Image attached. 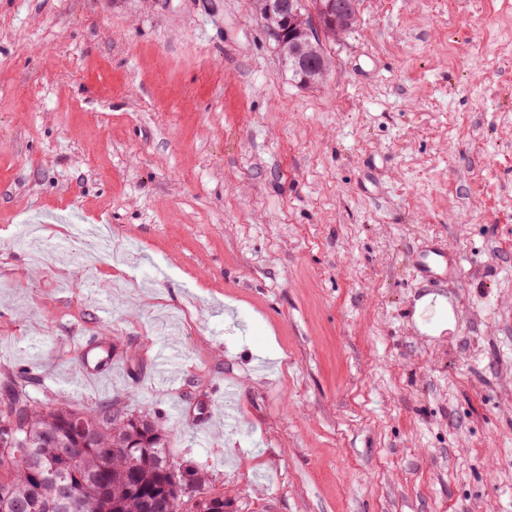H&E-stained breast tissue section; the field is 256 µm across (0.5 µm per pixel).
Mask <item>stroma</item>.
Here are the masks:
<instances>
[{"label":"stroma","instance_id":"1","mask_svg":"<svg viewBox=\"0 0 512 512\" xmlns=\"http://www.w3.org/2000/svg\"><path fill=\"white\" fill-rule=\"evenodd\" d=\"M357 17L304 86L251 0H0V381L150 415L229 512H512V0ZM453 253L450 248L440 245L429 249L427 252L419 255L415 260V270L417 275L423 278L448 277V255ZM82 371L93 376L112 365V350L106 344L91 343L85 346L80 360Z\"/></svg>","mask_w":512,"mask_h":512}]
</instances>
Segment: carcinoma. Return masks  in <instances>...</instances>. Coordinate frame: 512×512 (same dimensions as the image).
I'll list each match as a JSON object with an SVG mask.
<instances>
[{
  "label": "carcinoma",
  "mask_w": 512,
  "mask_h": 512,
  "mask_svg": "<svg viewBox=\"0 0 512 512\" xmlns=\"http://www.w3.org/2000/svg\"><path fill=\"white\" fill-rule=\"evenodd\" d=\"M357 0L341 14L323 18V32L347 31L356 20ZM271 40L293 79L319 82L327 57L321 38L280 16ZM85 419L88 440L64 457L58 445L74 443L71 422ZM65 484L68 494L57 495ZM17 512H224V494L213 492L207 474L170 456L167 435L155 420L135 416L116 403L91 408L45 406L27 385L10 379L0 386V502Z\"/></svg>",
  "instance_id": "1"
}]
</instances>
